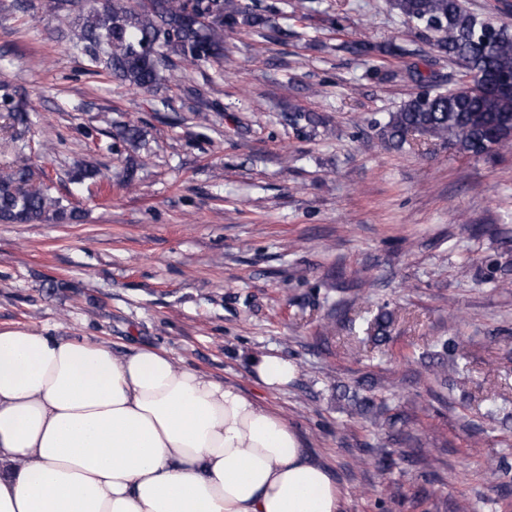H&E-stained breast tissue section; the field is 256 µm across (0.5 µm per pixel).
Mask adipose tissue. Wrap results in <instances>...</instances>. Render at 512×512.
<instances>
[{
    "instance_id": "ef3b65f1",
    "label": "adipose tissue",
    "mask_w": 512,
    "mask_h": 512,
    "mask_svg": "<svg viewBox=\"0 0 512 512\" xmlns=\"http://www.w3.org/2000/svg\"><path fill=\"white\" fill-rule=\"evenodd\" d=\"M282 391L299 372L252 360ZM0 512H343L295 428L167 351L0 331Z\"/></svg>"
}]
</instances>
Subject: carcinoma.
<instances>
[{"instance_id":"cac0c4a2","label":"carcinoma","mask_w":512,"mask_h":512,"mask_svg":"<svg viewBox=\"0 0 512 512\" xmlns=\"http://www.w3.org/2000/svg\"><path fill=\"white\" fill-rule=\"evenodd\" d=\"M419 35L438 53L465 69V82L446 92L418 93L391 113L382 139L401 148L412 134L445 142L472 156H488L512 146V26L470 12L462 0H390ZM56 13L77 10L76 31L89 44L94 62L121 83L154 89L166 72L222 64L229 58L224 32L248 29L267 38L266 12L251 0H43ZM17 91L0 83V108L24 125V109L14 103ZM113 137L132 147L145 138L134 123ZM99 171L85 162L69 180H94ZM32 171L19 154L0 168V223H72L80 212L47 188L30 184Z\"/></svg>"}]
</instances>
